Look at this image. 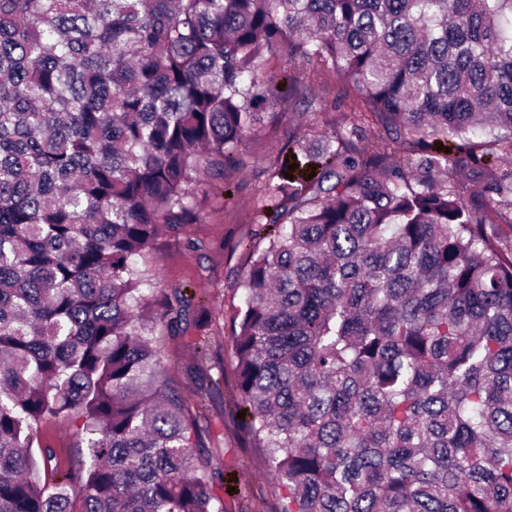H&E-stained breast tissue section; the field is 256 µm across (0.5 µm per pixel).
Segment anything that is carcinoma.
Returning a JSON list of instances; mask_svg holds the SVG:
<instances>
[{"mask_svg": "<svg viewBox=\"0 0 512 512\" xmlns=\"http://www.w3.org/2000/svg\"><path fill=\"white\" fill-rule=\"evenodd\" d=\"M325 72L350 122L297 126L254 206L242 447L276 512H512V0H0V512H228L161 370L193 302L138 258ZM80 419L70 418L53 423L44 424L41 427L42 443L50 444L59 452V458L66 463L77 456L78 444H80Z\"/></svg>", "mask_w": 512, "mask_h": 512, "instance_id": "cac0c4a2", "label": "carcinoma"}]
</instances>
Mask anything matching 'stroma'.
I'll use <instances>...</instances> for the list:
<instances>
[{
    "label": "stroma",
    "mask_w": 512,
    "mask_h": 512,
    "mask_svg": "<svg viewBox=\"0 0 512 512\" xmlns=\"http://www.w3.org/2000/svg\"><path fill=\"white\" fill-rule=\"evenodd\" d=\"M319 95L325 107L308 114V122L321 127L348 112L352 97L334 76L323 77ZM290 131L283 118L247 137L246 165L232 177L235 205H223L218 179L205 176L197 191L200 223L178 232L162 231L145 257L160 287L182 289L199 307L197 320L184 325L180 335L164 337L162 362L173 386L195 407L199 432L226 452L224 477L233 490L223 498L233 512H274L276 506L277 490L260 453L238 448L237 428L230 417L235 395L226 383L235 364L226 322L239 299L264 169L275 161ZM192 364L197 367L193 379L186 374Z\"/></svg>",
    "instance_id": "1"
}]
</instances>
